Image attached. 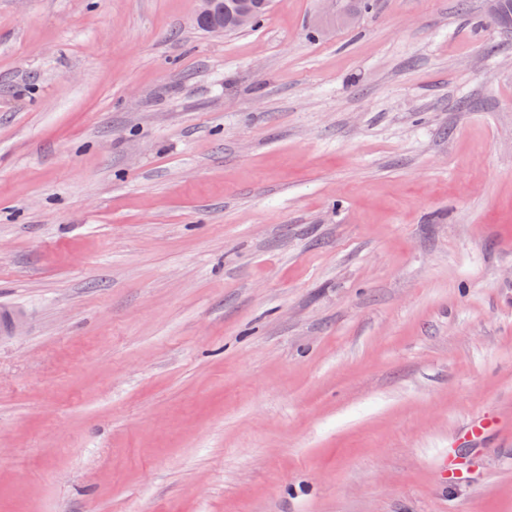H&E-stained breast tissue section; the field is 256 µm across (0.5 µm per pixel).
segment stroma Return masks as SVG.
<instances>
[{
	"instance_id": "obj_1",
	"label": "stroma",
	"mask_w": 512,
	"mask_h": 512,
	"mask_svg": "<svg viewBox=\"0 0 512 512\" xmlns=\"http://www.w3.org/2000/svg\"><path fill=\"white\" fill-rule=\"evenodd\" d=\"M320 7L0 0V512H512V26Z\"/></svg>"
}]
</instances>
